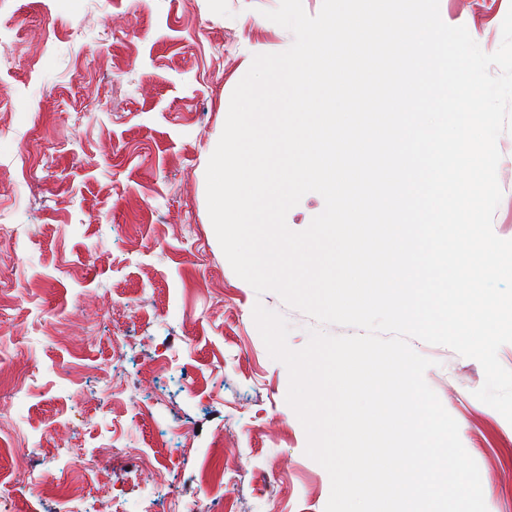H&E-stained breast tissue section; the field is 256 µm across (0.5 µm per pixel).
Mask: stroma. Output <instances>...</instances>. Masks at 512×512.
I'll return each instance as SVG.
<instances>
[{
  "instance_id": "stroma-1",
  "label": "stroma",
  "mask_w": 512,
  "mask_h": 512,
  "mask_svg": "<svg viewBox=\"0 0 512 512\" xmlns=\"http://www.w3.org/2000/svg\"><path fill=\"white\" fill-rule=\"evenodd\" d=\"M278 5L0 0V512H102L109 496L123 512H325L329 475L253 308L281 314L295 350L315 322L234 273L206 201L234 88L293 42L264 16ZM511 9L439 0L487 53ZM497 147L492 227L512 239V133ZM411 345L487 512H512V423L475 398L481 364Z\"/></svg>"
}]
</instances>
